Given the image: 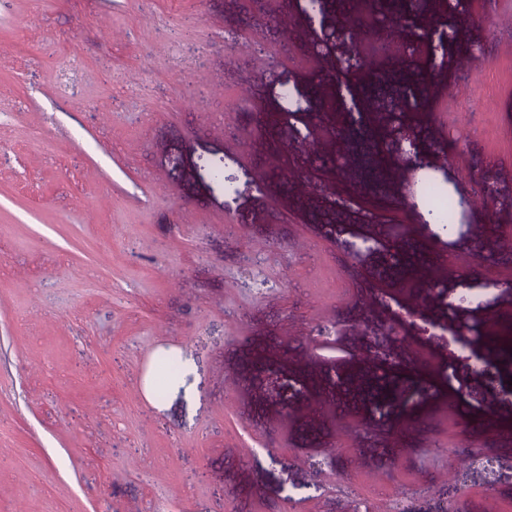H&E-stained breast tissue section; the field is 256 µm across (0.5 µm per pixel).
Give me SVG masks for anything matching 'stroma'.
Masks as SVG:
<instances>
[{
    "label": "stroma",
    "instance_id": "1",
    "mask_svg": "<svg viewBox=\"0 0 512 512\" xmlns=\"http://www.w3.org/2000/svg\"><path fill=\"white\" fill-rule=\"evenodd\" d=\"M305 9L0 0V512H436L447 487L512 512V360L451 349L512 315V287L456 300L512 276V0H409L451 38L359 109L336 64L364 42ZM427 181L472 201L462 230L427 223ZM350 191L415 208L366 224ZM395 242L434 267L408 279ZM168 351L193 380L157 397ZM378 351L431 368L381 413ZM488 416L491 472L458 454Z\"/></svg>",
    "mask_w": 512,
    "mask_h": 512
}]
</instances>
